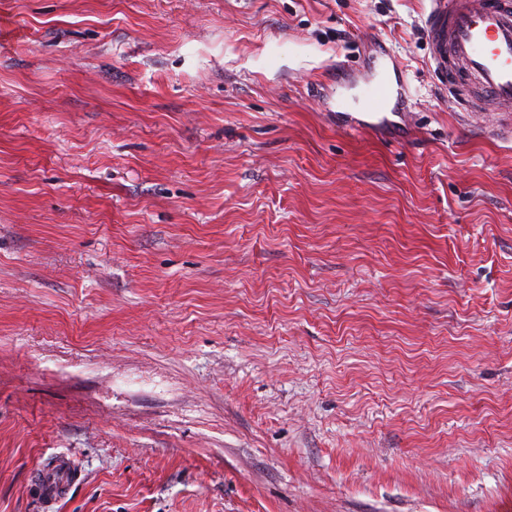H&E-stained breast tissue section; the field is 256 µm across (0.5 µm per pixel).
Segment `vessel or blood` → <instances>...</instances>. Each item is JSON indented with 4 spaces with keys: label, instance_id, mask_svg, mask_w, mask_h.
<instances>
[{
    "label": "vessel or blood",
    "instance_id": "obj_1",
    "mask_svg": "<svg viewBox=\"0 0 512 512\" xmlns=\"http://www.w3.org/2000/svg\"><path fill=\"white\" fill-rule=\"evenodd\" d=\"M426 38L441 84L467 111L512 112V0H431ZM400 92L387 76L364 88L367 119L343 120L346 130L385 125L387 105ZM73 481L67 457L41 470L37 490L45 504L60 500Z\"/></svg>",
    "mask_w": 512,
    "mask_h": 512
}]
</instances>
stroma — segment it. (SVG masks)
Instances as JSON below:
<instances>
[{
    "label": "stroma",
    "mask_w": 512,
    "mask_h": 512,
    "mask_svg": "<svg viewBox=\"0 0 512 512\" xmlns=\"http://www.w3.org/2000/svg\"><path fill=\"white\" fill-rule=\"evenodd\" d=\"M429 8L0 0V512H512V112ZM401 93L395 88L393 82L385 75L375 79H370L364 88V98L366 102L367 120H360L355 117H349L342 120L338 125L345 130H372L375 127L385 125L390 122L388 112H385L386 106L396 98V104L399 103ZM73 478L69 459L58 456L53 464L40 471L37 490L42 501L47 506L56 503L67 493Z\"/></svg>",
    "instance_id": "1"
}]
</instances>
